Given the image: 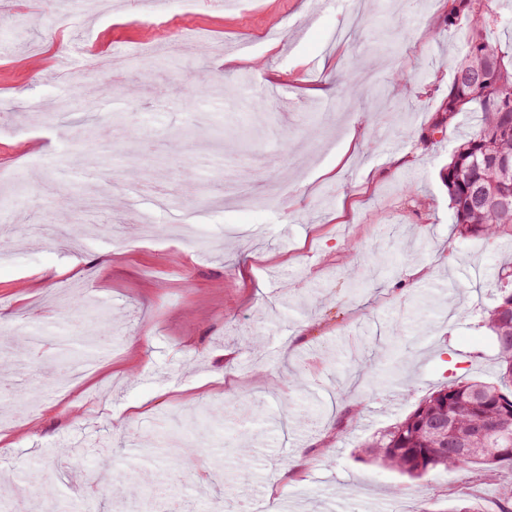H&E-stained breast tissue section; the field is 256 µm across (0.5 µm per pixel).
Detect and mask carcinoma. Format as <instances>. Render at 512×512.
I'll return each mask as SVG.
<instances>
[{
    "label": "carcinoma",
    "mask_w": 512,
    "mask_h": 512,
    "mask_svg": "<svg viewBox=\"0 0 512 512\" xmlns=\"http://www.w3.org/2000/svg\"><path fill=\"white\" fill-rule=\"evenodd\" d=\"M448 23L464 30L466 51L438 108L448 120L430 134L443 132L463 112L477 108L482 120L452 150L441 180L448 190L461 237L488 242L512 240V211L476 205L481 193L512 196V178L500 173V158L512 157V51H504L488 33L504 24L503 6L491 0H448ZM495 304L483 322L494 335L498 382L472 379L450 383L424 398L404 419L373 436L360 452L417 481L432 472L492 475L500 480V512H512V264L496 270ZM506 427L492 435L477 429Z\"/></svg>",
    "instance_id": "carcinoma-1"
}]
</instances>
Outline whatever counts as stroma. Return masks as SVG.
<instances>
[{"label": "stroma", "mask_w": 512, "mask_h": 512, "mask_svg": "<svg viewBox=\"0 0 512 512\" xmlns=\"http://www.w3.org/2000/svg\"><path fill=\"white\" fill-rule=\"evenodd\" d=\"M320 2L173 0L160 28L127 17L128 0H14L0 12V492L19 512L51 508L26 479L36 462L72 512L151 497L155 465L128 446L176 441L192 444L171 475L177 491L220 512L245 501L447 512L459 495L496 512L493 482L436 472L411 489L357 457L440 386L496 379L481 313L512 243L461 238L439 176L480 115L429 133L463 34L442 0ZM133 46L156 48L155 63L114 88L110 64ZM87 93L101 102L92 116L78 105ZM61 97L75 104L65 115L53 111ZM233 125L250 142L218 137ZM86 126L118 134L97 168L83 162ZM181 127L193 137L170 151ZM356 127L369 128L365 143L351 142ZM225 159L261 206L225 195ZM140 174L190 187L196 221L143 196L155 223L131 222L127 186ZM106 186L112 208L97 220L119 233L59 237L65 209L94 207ZM49 267L62 275L39 285ZM87 299L111 315L100 364L28 405L23 375L46 365L22 330L68 324ZM361 366L386 391L371 392ZM220 407L225 427L200 423ZM79 446L100 448L96 466Z\"/></svg>", "instance_id": "obj_1"}]
</instances>
